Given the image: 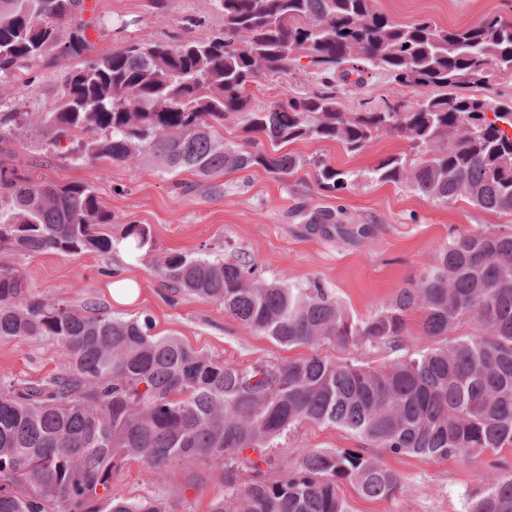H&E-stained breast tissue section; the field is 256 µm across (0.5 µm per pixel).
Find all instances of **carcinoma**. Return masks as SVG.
Masks as SVG:
<instances>
[{
	"mask_svg": "<svg viewBox=\"0 0 512 512\" xmlns=\"http://www.w3.org/2000/svg\"><path fill=\"white\" fill-rule=\"evenodd\" d=\"M86 2L0 0L1 82L18 90L58 54L76 60L41 112L0 97L1 140L33 131L47 159L141 157L204 180L255 167L285 179L311 164L318 185L335 192L347 188V172L283 148L332 140L358 152L387 133L419 161L382 159L376 180L512 214V96L469 92L512 77L511 23L403 24L375 0H211L224 20L218 35H192L196 21L187 19L163 41L129 39L95 54L86 32L108 25L84 18L94 12ZM303 57L317 89L253 105L252 87L290 74ZM372 71L417 92L416 101L342 111L341 96ZM233 117L251 137L224 139L219 128ZM113 222L92 187L0 164V249L110 253ZM121 241L132 253L154 246L142 224L126 225ZM159 274L172 293L218 303L249 330L312 353L240 367L152 333L148 316L37 298L20 272L1 267L0 338L52 340L63 365L37 381L0 379V512H178L176 492L112 495V476L128 460L162 470L222 459L224 493L207 512H349L346 485L374 501L407 492L404 477L371 454L271 455L305 423L343 428L393 456L476 462L512 450V233L449 240L425 275L365 320L318 284L263 281L242 262L171 253ZM415 311L433 345L408 354ZM469 317L482 335H455ZM355 342H381L395 357L376 366L318 351ZM461 512H512V471L464 495Z\"/></svg>",
	"mask_w": 512,
	"mask_h": 512,
	"instance_id": "cac0c4a2",
	"label": "carcinoma"
}]
</instances>
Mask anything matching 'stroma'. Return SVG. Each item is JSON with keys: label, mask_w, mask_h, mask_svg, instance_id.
Returning <instances> with one entry per match:
<instances>
[{"label": "stroma", "mask_w": 512, "mask_h": 512, "mask_svg": "<svg viewBox=\"0 0 512 512\" xmlns=\"http://www.w3.org/2000/svg\"><path fill=\"white\" fill-rule=\"evenodd\" d=\"M87 3L102 19L128 23L125 34L105 31L97 40L100 51L128 36L165 39L189 16L201 19V27L195 30L199 36L223 26L209 0H168L161 14L150 8L149 0ZM376 7L400 23L428 18L445 28L475 24L493 15L512 22V0H377ZM72 64L71 58L64 57L43 70L33 85L17 91L19 104L30 112L41 111ZM311 88V77L296 70L262 80L253 90L254 102L265 107ZM414 97L412 90L376 73L364 86L343 95L341 104L344 111L356 112ZM289 149L349 172L348 190H321L309 166L285 180L258 168L204 181L189 174H164L145 161H47L33 139H5L0 142V162L21 165L37 179L95 187L115 217L113 236H120L126 225L144 224L153 234L155 247L139 257L121 250L81 255L0 252V267L19 270L33 295H48L76 307L95 305L120 317L151 315L157 334L177 337L212 357L245 367L258 361L299 358L308 350L284 348L251 332L225 315L222 305L186 293L172 295L158 274L169 253L246 261L269 282L284 279L299 288L320 284L353 318L364 320L433 265L435 255L453 236L478 230L512 233L510 214L483 210L465 198L442 204L409 184L374 180L370 171L382 158L401 155L414 161L408 142L398 137L379 135L356 153L335 141H297ZM336 212L341 213L343 224L371 225V233L353 237L309 231L313 214ZM115 274L138 284L140 294L134 303L117 305L110 300L106 287ZM62 363L54 342L0 339V373L11 378L37 380L59 370ZM286 445L356 450L361 443L344 429L304 424ZM378 459L404 477L407 494L390 501H369L348 487L344 495L350 512H460V494L482 490L490 479V470L482 463L385 453ZM222 471L218 459L174 464L160 473L130 460L113 476L112 492L137 499L178 489L183 494L178 512H206L210 500L222 490L217 479ZM196 474L203 476V483L192 484Z\"/></svg>", "instance_id": "35a3bbf8"}]
</instances>
